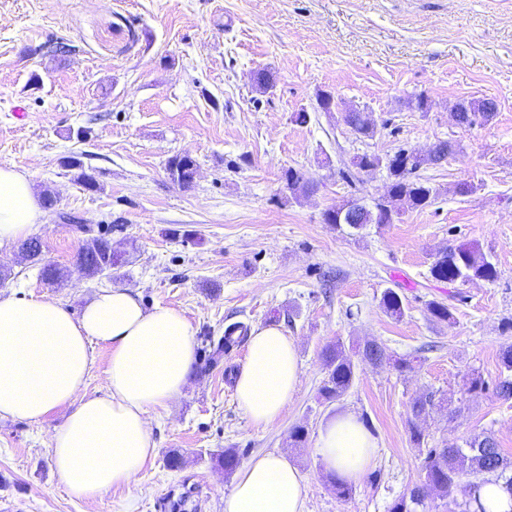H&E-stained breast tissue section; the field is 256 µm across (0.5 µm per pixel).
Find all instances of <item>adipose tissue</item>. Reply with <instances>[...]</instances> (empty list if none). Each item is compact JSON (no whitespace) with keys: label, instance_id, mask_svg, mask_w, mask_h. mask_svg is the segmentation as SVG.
<instances>
[{"label":"adipose tissue","instance_id":"obj_1","mask_svg":"<svg viewBox=\"0 0 512 512\" xmlns=\"http://www.w3.org/2000/svg\"><path fill=\"white\" fill-rule=\"evenodd\" d=\"M43 211L26 172L0 167V249L26 239ZM109 353L102 394L87 396L92 347ZM196 361L193 331L181 312L145 307L128 288L93 294L80 315L34 296L0 297V418L38 423L63 410L51 436L53 466L69 494L94 499L135 483L155 455L148 413L184 389ZM293 339L275 326L254 328L236 374L234 397L264 429L285 411L300 381ZM327 471L359 482L377 444L350 413L319 432ZM306 484L285 455L251 457L224 493V512H305Z\"/></svg>","mask_w":512,"mask_h":512}]
</instances>
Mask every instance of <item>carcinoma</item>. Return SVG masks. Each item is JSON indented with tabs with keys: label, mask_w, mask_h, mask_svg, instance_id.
I'll use <instances>...</instances> for the list:
<instances>
[{
	"label": "carcinoma",
	"mask_w": 512,
	"mask_h": 512,
	"mask_svg": "<svg viewBox=\"0 0 512 512\" xmlns=\"http://www.w3.org/2000/svg\"><path fill=\"white\" fill-rule=\"evenodd\" d=\"M457 124L464 128L485 125L492 121L497 112L496 104L486 99H463L457 102ZM344 122L354 134L371 137L375 124L371 113L365 109L348 107ZM458 145L442 140L438 142L434 154L422 155L401 148L388 159L374 153L364 152L357 156L355 168L365 169L385 163L391 183L385 200H377L371 206L361 205L352 212L356 221L348 227L357 230L367 224H390L404 209L423 208L435 200L437 192L426 182L420 181L419 172L436 165L440 156L456 153ZM169 166L180 170L179 185L183 188L193 183L196 172L195 161L188 155L176 156ZM77 263L89 276L112 270L122 265V252L114 247L112 240L96 236L82 243L77 253ZM431 275L448 282L457 280L493 281L497 278V268L491 258L474 246L450 245L434 255L430 268ZM384 312L396 319L404 316L401 297L392 289L385 290L380 298ZM247 334V327L241 323L232 324L224 330L218 342L210 343V351L198 365L205 371L219 357L239 342ZM362 358L372 364L391 360L384 344L368 341L361 350ZM326 378L320 388L321 396L331 402L343 396L352 386L355 370L344 344L338 342L323 351ZM496 395L502 399L512 398V344L503 348L500 356V374L494 383ZM436 405V394L428 392L417 397L412 405V413L418 418L426 410ZM422 482L410 492L397 499L389 512H420L431 493L438 491L447 499L448 512H485L482 503L473 491L476 490L484 474H494L503 482L505 489L512 494V457L499 448L495 437L489 433L473 435L462 444H452L446 448H428L422 461ZM463 488L464 499L456 497L458 488Z\"/></svg>",
	"instance_id": "1"
}]
</instances>
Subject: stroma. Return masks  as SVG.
Wrapping results in <instances>:
<instances>
[{"label": "stroma", "mask_w": 512, "mask_h": 512, "mask_svg": "<svg viewBox=\"0 0 512 512\" xmlns=\"http://www.w3.org/2000/svg\"><path fill=\"white\" fill-rule=\"evenodd\" d=\"M261 72L274 78L264 93ZM322 92L368 108L374 136L355 135L342 109H317ZM413 93L429 111L407 107ZM462 98L494 101L492 122L459 127L451 106ZM301 110L308 123L294 122ZM441 140L461 150L427 170L434 204L353 233L325 223V211L387 190L385 173L357 171L351 156ZM183 154L197 163L187 188L168 174ZM0 167L51 193L34 235L43 263L65 272L47 283L19 247L1 250V296L23 291L78 314L97 290L129 288L146 305L180 310L200 350L237 322L280 327L301 369L282 416L255 429L234 399L239 341L149 412L156 455L140 480L94 500L71 498L52 467L64 412L0 419V512H156L160 496L186 484L192 512H224L233 478L217 457L227 448L243 462L287 454L305 478L306 512H389L420 482L425 449L489 432L512 455V399L465 389L474 373L495 382L512 344V0H0ZM291 169L312 187L297 200ZM75 221L119 244L127 264L81 271ZM461 243L491 255L495 281L431 276L434 254ZM389 288L401 319L380 305ZM431 300L449 305L450 321L431 317ZM372 339L392 362L353 356L351 389L322 399L323 350ZM431 391L445 406L414 418V398ZM339 413L354 414L378 446L346 499L316 449ZM298 426L306 438L296 446ZM173 453L184 460L176 470Z\"/></svg>", "instance_id": "35a3bbf8"}]
</instances>
